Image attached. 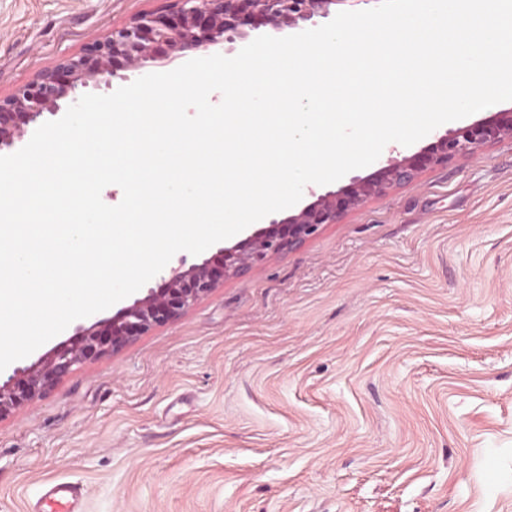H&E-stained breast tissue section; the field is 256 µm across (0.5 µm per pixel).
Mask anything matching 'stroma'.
I'll list each match as a JSON object with an SVG mask.
<instances>
[{
	"label": "stroma",
	"instance_id": "stroma-1",
	"mask_svg": "<svg viewBox=\"0 0 512 512\" xmlns=\"http://www.w3.org/2000/svg\"><path fill=\"white\" fill-rule=\"evenodd\" d=\"M161 0H0V94ZM512 512V140L0 421V512ZM43 512H80V492L76 486L58 483L42 496Z\"/></svg>",
	"mask_w": 512,
	"mask_h": 512
}]
</instances>
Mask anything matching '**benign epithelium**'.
Listing matches in <instances>:
<instances>
[{
    "label": "benign epithelium",
    "mask_w": 512,
    "mask_h": 512,
    "mask_svg": "<svg viewBox=\"0 0 512 512\" xmlns=\"http://www.w3.org/2000/svg\"><path fill=\"white\" fill-rule=\"evenodd\" d=\"M347 0H169V5L141 11L112 31L84 45L76 55L62 57L53 67L0 96V152L22 141L44 114H57L62 104L78 101L76 88L127 81L148 64L208 50L222 43L247 41L251 32L280 31L317 25L332 7ZM512 139V108L500 110L460 127L419 151L379 165L366 176H354L334 191L318 195L283 218L265 226L209 258L173 269L155 288L122 307L110 318L89 316L68 340L35 363L14 370L0 385V420L27 402L46 396L61 380L86 362L121 352L140 336L179 318L200 300L262 264L272 255L302 247L320 227L336 224L347 213L392 189L414 184L426 171Z\"/></svg>",
    "instance_id": "1"
}]
</instances>
